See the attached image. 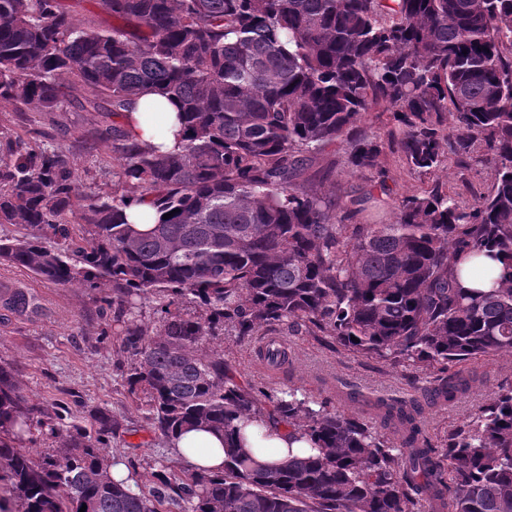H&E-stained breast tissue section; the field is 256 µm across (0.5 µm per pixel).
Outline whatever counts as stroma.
<instances>
[{
    "label": "stroma",
    "mask_w": 512,
    "mask_h": 512,
    "mask_svg": "<svg viewBox=\"0 0 512 512\" xmlns=\"http://www.w3.org/2000/svg\"><path fill=\"white\" fill-rule=\"evenodd\" d=\"M314 165L330 168L329 180L340 193L360 192L386 181L390 195L373 212L374 220L384 223L393 221L401 200L423 195L433 182H440L464 207L471 206L476 195L488 192L492 185L490 164L462 169L451 161L432 177L412 170L396 151L387 154L380 174L350 173L343 151L335 146L318 155ZM0 283L29 289L40 300L38 315H12L0 322V363L15 367L30 399L43 405L75 407L78 423L86 428L92 426L97 409L110 410L119 421V429L107 452L132 459L139 481L150 480L163 463L173 461L170 448L148 421L144 401L127 393L118 368L126 356L119 352L114 336H102L107 323L93 293L61 288L6 264L0 265ZM276 339L289 354L288 363L278 369L269 367L259 355L264 338L243 341L229 331L221 349L225 360L255 387L297 389L318 400L331 399L337 410L348 416H365L364 398H407L432 386L428 371L353 353L327 336L283 327ZM469 368L480 375V383L455 402L435 401L418 421L433 446H440L450 429L462 425L497 392L512 389V353L472 362Z\"/></svg>",
    "instance_id": "obj_1"
}]
</instances>
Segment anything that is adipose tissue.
<instances>
[{
    "label": "adipose tissue",
    "instance_id": "ef3b65f1",
    "mask_svg": "<svg viewBox=\"0 0 512 512\" xmlns=\"http://www.w3.org/2000/svg\"><path fill=\"white\" fill-rule=\"evenodd\" d=\"M175 106L164 96L151 92L133 101L123 119L130 136L143 141H164L173 145L170 130ZM241 444L254 463L262 466L286 464L291 455L309 451L312 443L301 432L269 417H259L239 424ZM171 451L197 470L219 471L224 465V443L217 434L191 430L176 436Z\"/></svg>",
    "mask_w": 512,
    "mask_h": 512
}]
</instances>
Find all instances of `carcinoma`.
Returning <instances> with one entry per match:
<instances>
[{
  "label": "carcinoma",
  "instance_id": "obj_1",
  "mask_svg": "<svg viewBox=\"0 0 512 512\" xmlns=\"http://www.w3.org/2000/svg\"><path fill=\"white\" fill-rule=\"evenodd\" d=\"M112 19L83 23L70 0H0V107L96 121L113 181L82 189L62 144L0 125V263L100 294L121 326L129 395L146 399L169 441L184 428L224 438V471H161L144 488L111 476L118 420L76 423L33 403L0 365V512H512V390L419 443L413 402L373 403L380 425L297 390L244 384L203 346L287 325L362 356L433 374L453 402L472 377L451 363L512 352V269L468 288L452 263L512 258V0H96ZM146 92L176 100L174 148L136 141L121 117ZM382 104L386 141L361 120ZM353 173L382 172L398 149L432 175L446 160L493 165L491 190L462 207L436 182L402 200L390 224H352L383 202L306 186L329 146ZM136 204L151 207L132 220ZM177 210L172 217L163 215ZM155 298L158 325L131 317ZM194 308L184 307L185 300ZM40 308L0 290L15 316ZM267 413L318 454L248 463L237 423ZM57 448L38 452L33 432Z\"/></svg>",
  "mask_w": 512,
  "mask_h": 512
}]
</instances>
